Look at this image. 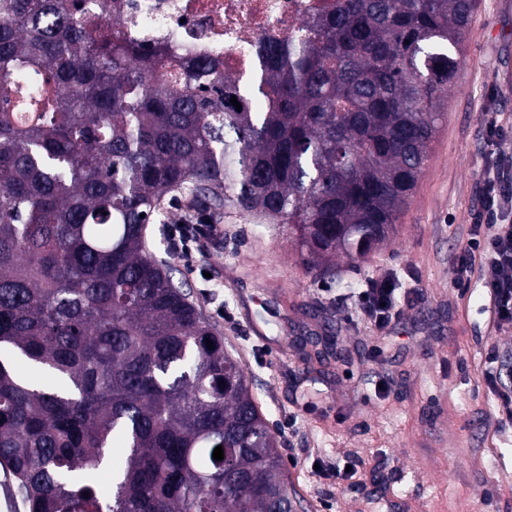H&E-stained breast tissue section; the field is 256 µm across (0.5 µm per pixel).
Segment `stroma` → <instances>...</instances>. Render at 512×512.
Masks as SVG:
<instances>
[{
	"mask_svg": "<svg viewBox=\"0 0 512 512\" xmlns=\"http://www.w3.org/2000/svg\"><path fill=\"white\" fill-rule=\"evenodd\" d=\"M512 0H476L464 62L397 232L360 261L337 257L332 275L307 273L284 224L225 214L193 265L167 247L164 224L193 212L165 203L146 247L241 360L278 438L297 512H512V426L484 380L489 349L512 386V329H497L478 277L457 256L479 207L486 111L512 124ZM395 275L405 291L385 330L360 322L367 281ZM329 337L336 354L304 364L297 336ZM388 376L387 395L373 382ZM356 461L360 491L336 486L316 459Z\"/></svg>",
	"mask_w": 512,
	"mask_h": 512,
	"instance_id": "obj_1",
	"label": "stroma"
}]
</instances>
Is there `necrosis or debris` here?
<instances>
[{"label":"necrosis or debris","mask_w":512,"mask_h":512,"mask_svg":"<svg viewBox=\"0 0 512 512\" xmlns=\"http://www.w3.org/2000/svg\"><path fill=\"white\" fill-rule=\"evenodd\" d=\"M330 0H124L121 36L164 42L176 56L206 55L246 75L263 42L284 40Z\"/></svg>","instance_id":"obj_1"}]
</instances>
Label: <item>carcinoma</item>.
I'll return each instance as SVG.
<instances>
[{
    "instance_id": "cac0c4a2",
    "label": "carcinoma",
    "mask_w": 512,
    "mask_h": 512,
    "mask_svg": "<svg viewBox=\"0 0 512 512\" xmlns=\"http://www.w3.org/2000/svg\"><path fill=\"white\" fill-rule=\"evenodd\" d=\"M473 7L334 0L239 78L110 39L84 0H0V466L29 512H295L240 360L146 225L186 191L214 222L288 225L310 272L365 257L425 168Z\"/></svg>"
}]
</instances>
